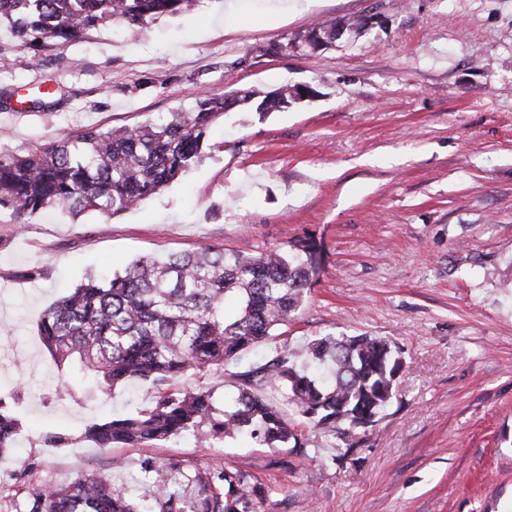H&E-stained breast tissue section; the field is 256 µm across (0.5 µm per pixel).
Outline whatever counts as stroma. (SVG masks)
Listing matches in <instances>:
<instances>
[{"mask_svg": "<svg viewBox=\"0 0 512 512\" xmlns=\"http://www.w3.org/2000/svg\"><path fill=\"white\" fill-rule=\"evenodd\" d=\"M225 7L199 0L134 41L107 22L37 53L0 26L1 152L158 121L205 91H317L279 111L235 108L202 160L138 208L45 212L21 232L0 211V399L22 423L0 455V512L91 473L136 496L144 462L167 459L249 475L265 487L251 512H512V0H236L231 23ZM351 17L365 26L329 47L257 54ZM306 238L320 268L288 325L178 387L227 402L241 373L281 350L300 365L319 336L386 338L402 367L354 455L336 462V435L310 425L302 456L247 437L84 439L87 425L151 408L155 390L74 386L39 336L46 307L145 254ZM50 432L69 444L48 445Z\"/></svg>", "mask_w": 512, "mask_h": 512, "instance_id": "1", "label": "stroma"}]
</instances>
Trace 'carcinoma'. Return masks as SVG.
<instances>
[{
	"label": "carcinoma",
	"instance_id": "cac0c4a2",
	"mask_svg": "<svg viewBox=\"0 0 512 512\" xmlns=\"http://www.w3.org/2000/svg\"><path fill=\"white\" fill-rule=\"evenodd\" d=\"M197 0H0V24L9 23L24 44L63 47L103 22L131 35L162 16H176ZM357 31L361 19L319 24L294 38L310 51L336 42V27ZM300 86L263 96L261 113L288 107ZM257 92L240 88L204 93L165 122L90 128L76 136L0 152V211L18 226L34 214L61 208L117 214L157 194L203 157L209 126L230 110L251 104ZM290 254L228 252L212 244L165 255H144L123 273L90 275L47 307L39 323L43 344L57 367H76L99 386L131 381L156 389L154 406L88 426L84 438L100 448L140 446L191 436L200 445L247 434L269 448H304V430L254 390L263 382L285 392L306 424L343 437L375 423L393 397L400 369L396 350L382 338L326 335L308 346L309 367L299 370L288 350L244 372L232 403L219 409L210 390H174L190 371L222 367L266 342L290 321L317 274L310 239ZM20 419L0 401V453L15 447ZM149 494L137 500L107 477L84 475L61 488L30 492L15 512H249L264 489L221 465L187 468L174 461L147 462Z\"/></svg>",
	"mask_w": 512,
	"mask_h": 512
}]
</instances>
